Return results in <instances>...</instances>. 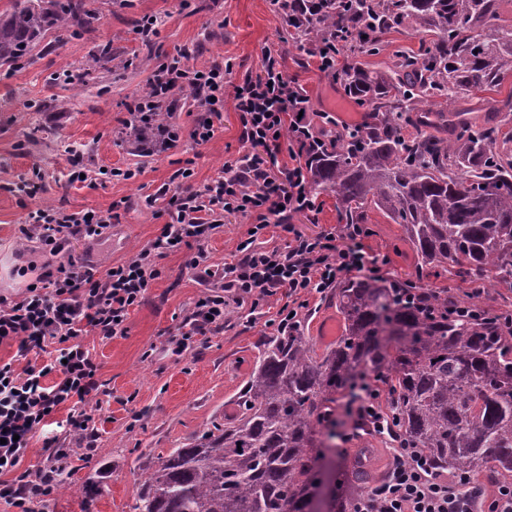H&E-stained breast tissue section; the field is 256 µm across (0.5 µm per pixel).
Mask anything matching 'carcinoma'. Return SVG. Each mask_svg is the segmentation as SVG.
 I'll return each mask as SVG.
<instances>
[{"mask_svg": "<svg viewBox=\"0 0 512 512\" xmlns=\"http://www.w3.org/2000/svg\"><path fill=\"white\" fill-rule=\"evenodd\" d=\"M499 0H338L327 19H365L376 37L410 26L418 51L395 56L389 74L355 55L337 74L372 121L326 140L312 160L316 194L336 197L338 220L361 224L374 208L402 225L422 262L460 258L466 274L512 280V95L499 123L454 116L456 136L435 126L427 102L492 89L512 74V29L495 25ZM86 0H12L0 13V68L28 62L63 35L95 28ZM345 331L317 354L302 326L266 338L239 392L238 415L158 458L132 512H321L325 439L336 435L335 404L378 375L395 413L393 436L421 448L451 477L512 480V335L496 316L448 319L395 302L369 278L336 285ZM329 512H352L372 490L367 452L341 472Z\"/></svg>", "mask_w": 512, "mask_h": 512, "instance_id": "cac0c4a2", "label": "carcinoma"}]
</instances>
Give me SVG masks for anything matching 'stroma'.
Returning a JSON list of instances; mask_svg holds the SVG:
<instances>
[{
  "mask_svg": "<svg viewBox=\"0 0 512 512\" xmlns=\"http://www.w3.org/2000/svg\"><path fill=\"white\" fill-rule=\"evenodd\" d=\"M102 19L96 28L35 53L24 66L0 70V292L18 294L27 280L17 273L22 265H41L45 257L36 243L23 242L19 227L25 216L12 188L31 178L33 170L43 175L45 190L39 200L72 210L107 209L126 200L118 224L101 238L76 241L71 254L105 269L120 263L153 241L163 221L147 196L169 183L175 171L192 165L193 187H201L223 168L225 162L243 154L241 125L232 101L224 112L214 138L155 158L131 153L118 134L127 116L125 104L144 88L151 70L133 63L136 54H151L154 61L176 53L182 46L196 47L195 64L214 61L232 66L239 77L257 70L263 50L280 43L289 76L306 91L315 110L330 113L338 121L365 124L368 112L347 97L340 83L330 81L308 65L298 43L287 36L270 0H88ZM162 17L163 24L152 44H144L136 31L142 16ZM111 42L118 55L97 65L85 85L61 87L57 74L75 69L96 46ZM379 54H359L358 62L371 72L388 71L393 55L417 50L418 34L408 26L383 37ZM85 151L91 167L141 168L131 181L109 180L93 184L69 182L67 146ZM369 230L362 243L367 253L387 257L392 277L422 284L427 290L449 294L461 302L478 303L502 312L512 309V285L473 274L457 276L455 264H423L400 225L371 209L365 222ZM249 227L247 218L225 214L224 224L206 245L210 264L223 268L231 261ZM68 254V255H71ZM68 255L59 254V261ZM161 271L145 301L131 310L125 335L83 339L99 364V374L108 384L96 413L98 448L86 458L74 448L69 459L68 480L75 485L93 483L98 492L93 512H131L144 465L171 449L184 447L213 425L233 419L239 412L236 398L249 379L258 358L259 345L274 328L265 317L251 314L249 303H230L223 329L183 355L171 354L168 338L182 322L203 290L185 267L184 252H165L158 259ZM302 313L304 333L317 350L331 347L334 337L324 335L327 321L341 319L331 295L312 296ZM346 454L325 452V466H352L360 448L373 451L376 476H385L391 462L389 444L380 438L362 436L350 440Z\"/></svg>",
  "mask_w": 512,
  "mask_h": 512,
  "instance_id": "stroma-1",
  "label": "stroma"
}]
</instances>
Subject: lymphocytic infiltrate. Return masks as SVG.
<instances>
[{
	"instance_id": "f902f5d3",
	"label": "lymphocytic infiltrate",
	"mask_w": 512,
	"mask_h": 512,
	"mask_svg": "<svg viewBox=\"0 0 512 512\" xmlns=\"http://www.w3.org/2000/svg\"><path fill=\"white\" fill-rule=\"evenodd\" d=\"M329 3L271 0L275 11L287 17L289 34L301 41L325 20ZM366 33L360 24L345 27L306 47L305 53L332 78L346 50ZM230 73V67L218 62L195 65L185 47L154 67L136 114L152 153L173 150L187 137L198 146L210 142L228 95L248 150L225 162L221 173L203 188L189 187L194 171L186 167L176 172V185H163L148 196V204H160L166 222L160 236L130 258L101 272L69 254L72 241L103 236L112 226L113 210L71 211L42 204L25 214L20 226L23 239L37 241L43 253L65 252L69 258L45 264L22 293L0 294V345L15 349L8 361H0V503L13 512H34L35 504L57 491L58 470L71 455L67 439L95 451L94 414L108 388L82 338L124 335L130 310L142 303L161 274L156 259L163 252L188 249L187 267L198 280H208L212 270L204 246L222 226L225 214L252 220L237 246V260L224 266L223 284L198 297L172 336L171 352L176 356L222 329L230 302H250L252 311L259 312L270 298L282 297L271 324L283 330L298 324L309 295L324 294L352 274L384 278L386 259L364 250V225L307 235L293 223L297 215L313 217L319 212L309 180L310 160L323 142L318 120L330 124L333 116L312 109L304 90L289 77L278 45L265 48L258 72L235 83ZM179 90L192 92L208 114L187 137L162 117L164 107L175 106ZM271 226L287 233L285 245L255 248V240ZM62 409L67 417L60 433L42 443L44 464L25 466L34 437ZM353 512H512V485L498 487L488 499L469 481L433 473L421 449L396 447L386 479L355 503Z\"/></svg>"
}]
</instances>
